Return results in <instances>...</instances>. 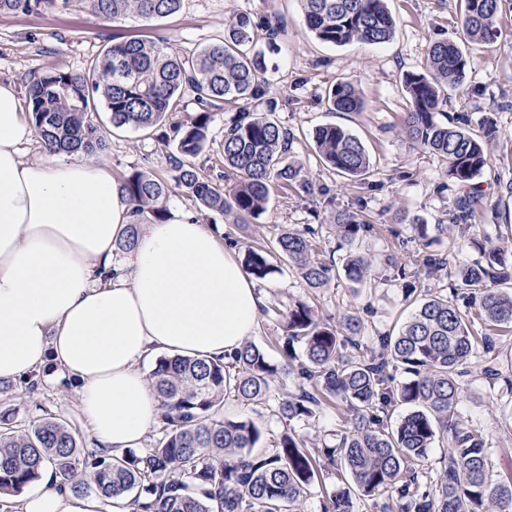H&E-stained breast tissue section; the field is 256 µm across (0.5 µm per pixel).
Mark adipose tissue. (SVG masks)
I'll return each mask as SVG.
<instances>
[{"instance_id":"adipose-tissue-1","label":"adipose tissue","mask_w":512,"mask_h":512,"mask_svg":"<svg viewBox=\"0 0 512 512\" xmlns=\"http://www.w3.org/2000/svg\"><path fill=\"white\" fill-rule=\"evenodd\" d=\"M34 130L0 83V381L75 394L96 444L122 451L159 422L144 364L169 353L227 360L256 332L266 298L214 230L191 217L136 225L127 268L112 263L131 205L94 158L25 161ZM10 512H129L125 499L60 488L53 469Z\"/></svg>"}]
</instances>
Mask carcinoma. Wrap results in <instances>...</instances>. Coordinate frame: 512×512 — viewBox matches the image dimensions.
<instances>
[{
    "instance_id": "carcinoma-1",
    "label": "carcinoma",
    "mask_w": 512,
    "mask_h": 512,
    "mask_svg": "<svg viewBox=\"0 0 512 512\" xmlns=\"http://www.w3.org/2000/svg\"><path fill=\"white\" fill-rule=\"evenodd\" d=\"M81 2L99 21L119 23L168 17L181 9L183 0ZM299 2L307 27L324 44H383L395 34L387 0ZM70 3L0 0V14H41ZM460 3L467 39L487 43L497 38L501 0ZM251 30V19L238 17L226 26L224 39L198 50L189 63L162 36L116 41L83 74L55 68L30 82L29 117L38 138L56 153L92 157L105 148L92 116L98 109L109 114L114 129L152 130L162 136L161 124L176 111L178 93L186 88L194 92L201 110L174 128L179 156L170 157L173 182L141 171L120 180L135 216L129 236L120 243L122 250L133 249L137 224L145 215L154 222L166 220V203L175 186L186 188L203 208L233 213L243 221L266 212L275 179L309 192L301 169L282 164L293 134L272 119L278 107L274 100L267 102L266 113L242 112L224 130V165L239 177L232 192L201 177L187 162L207 144L211 109L265 93L267 59L255 48ZM467 67L465 48L458 41L430 44L425 69L403 76L408 110L401 131L417 147L447 160L448 175L461 189L453 223L437 224L435 231H457L475 241L471 220L483 197L473 180L488 165V149L499 130L488 121L478 135L463 127L462 117L446 123L439 119L445 92L464 82ZM327 104L334 112L364 108L349 81L328 90ZM313 140L322 163L336 175L369 178L372 165L359 137L324 124L314 130ZM335 223L349 246L368 231L353 213L337 215ZM421 235L419 265L429 271L445 269L448 255L430 249L427 228ZM277 247L280 257L301 271L308 287L327 284L330 268L310 260L306 237L286 230ZM244 261L257 279L274 271L262 247H248ZM370 271L364 256H348L347 280L360 283ZM507 281H512V264L500 248L486 245L481 259L457 271L450 290L461 298L467 288L478 291L474 305L490 330L511 332L512 293L496 288ZM365 330L362 321L348 315L338 331L299 302L285 315L280 364L249 341L227 363L160 357L149 382L163 408L162 437L140 452L82 448L78 432L56 415L20 427L0 418V496L21 494L49 464L75 493L125 496L134 512H294L306 489L339 465L360 495L383 500V512H512V480L492 479L486 441L455 413L469 365L479 354L492 352L494 337L476 335L469 311L437 295L422 299L398 333L374 338V347L366 351ZM296 342L303 345L299 362L293 353ZM290 369L298 380L293 391L280 382ZM394 370L405 374L398 384ZM229 397L252 404L274 399V416L300 426L310 424L324 402L336 398L350 415L351 428L340 449L325 448L319 458L294 430L284 433L275 448L255 454L262 431L250 420L224 416ZM394 405H407L410 411L392 427L387 419ZM439 438L448 440V463L431 481L419 463ZM326 509L354 512V502L345 491L333 493Z\"/></svg>"
}]
</instances>
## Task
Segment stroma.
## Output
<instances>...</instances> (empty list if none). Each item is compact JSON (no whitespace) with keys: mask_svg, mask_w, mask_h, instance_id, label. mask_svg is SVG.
Instances as JSON below:
<instances>
[{"mask_svg":"<svg viewBox=\"0 0 512 512\" xmlns=\"http://www.w3.org/2000/svg\"><path fill=\"white\" fill-rule=\"evenodd\" d=\"M396 20L392 41L382 45L353 42L334 47L320 42L307 28L298 0H183L177 14L143 21L129 19L103 25L74 0L68 10L34 15H0V83H13L19 93L45 70L59 67L84 72L90 61L111 44L113 38L140 36L167 38L184 57L223 38L232 18L246 15L255 21L253 38L265 50L269 68L265 75V99L229 103L214 112L206 148L193 157V167L205 178L233 188L238 178L224 166V129L239 112H260L266 98L278 103L275 117L294 135L287 159L301 166L311 185L310 194L275 186L268 209L250 225L237 223L233 216L211 213L181 189H174L167 202L169 213L193 214L202 223L219 229L224 238L236 240L235 257L246 247L260 245L268 252L273 273L259 280L267 297L253 343L265 348L273 362L282 354L275 342L282 335L283 311L297 302L307 303L315 315L330 325L353 313L365 319L367 336H376L400 325L408 312L405 294L390 282V262L405 264L420 283L421 296L448 294V274L427 273L414 262L421 225L447 223L454 208L457 187L448 175L442 157L415 148L399 132L406 110L407 95L402 76L422 69L429 44L446 38L464 41L460 0H388ZM279 16L284 28L275 42H268L259 23ZM500 35L491 44L468 49L469 68L465 88L450 91L445 113L465 116L472 132H480L486 120H493L502 137L493 143L490 171L477 178L483 205L474 217L484 227L489 244L501 248L512 260V198L500 195L498 182L512 181V0H504L499 18ZM353 82L366 106L362 112L330 111L325 98L339 81ZM106 141L100 160L113 177L141 170L159 178H170V155L175 140L159 142L150 132L113 129L106 112L94 117ZM333 123L363 141L370 155L373 174L358 183L336 176L319 161L312 139L314 129ZM353 212L371 229L360 246L374 261L362 283L345 279L342 265L349 253L336 235L334 217ZM313 225L314 261L330 266L327 285L307 287L296 268L281 261L276 242L283 229L304 231ZM484 363L474 360L465 380L458 407L460 420L476 429L487 441L493 472L498 480L512 478V401L502 397L505 383L512 381V335L500 336L496 349L497 379L484 377ZM53 413L75 428L83 447H91V433L72 393L49 383H9L0 391V415L19 425ZM225 416L254 421L262 431L258 451L274 447L289 427L272 414L271 407L224 402ZM350 428V417L340 402L322 407L314 422L301 432L312 454L324 447L338 446Z\"/></svg>","mask_w":512,"mask_h":512,"instance_id":"1","label":"stroma"}]
</instances>
